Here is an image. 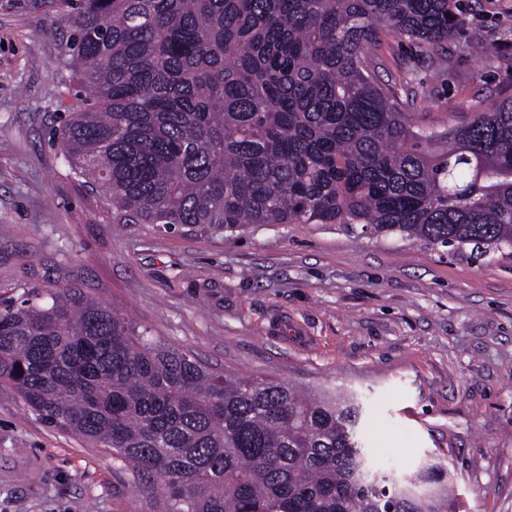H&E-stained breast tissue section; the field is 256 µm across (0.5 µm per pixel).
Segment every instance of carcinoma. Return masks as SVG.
<instances>
[{"mask_svg":"<svg viewBox=\"0 0 512 512\" xmlns=\"http://www.w3.org/2000/svg\"><path fill=\"white\" fill-rule=\"evenodd\" d=\"M22 2L68 25L79 106L53 136L116 223L359 224L512 256V95L426 131L370 70L381 33L449 40L453 0ZM0 383L164 512H457L441 462L360 479L355 396L217 375L77 288L0 303Z\"/></svg>","mask_w":512,"mask_h":512,"instance_id":"obj_1","label":"carcinoma"}]
</instances>
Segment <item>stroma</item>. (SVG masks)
I'll use <instances>...</instances> for the list:
<instances>
[{"instance_id":"1","label":"stroma","mask_w":512,"mask_h":512,"mask_svg":"<svg viewBox=\"0 0 512 512\" xmlns=\"http://www.w3.org/2000/svg\"><path fill=\"white\" fill-rule=\"evenodd\" d=\"M455 4L450 40L390 34L374 58L429 129L512 94V0ZM61 41L54 15L0 0V301L73 286L214 370L357 392L378 465L444 462L462 512H512V258L344 224L113 223L52 143L77 105ZM158 499L0 387V512Z\"/></svg>"}]
</instances>
